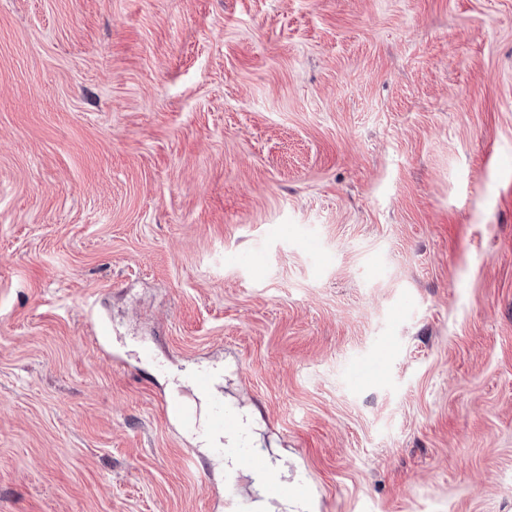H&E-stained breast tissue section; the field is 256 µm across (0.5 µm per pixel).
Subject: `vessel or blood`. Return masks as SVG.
Listing matches in <instances>:
<instances>
[{
	"mask_svg": "<svg viewBox=\"0 0 512 512\" xmlns=\"http://www.w3.org/2000/svg\"><path fill=\"white\" fill-rule=\"evenodd\" d=\"M191 384L210 404L207 420H200L198 409L178 397L164 401L163 407L167 416L175 419L188 432L194 431L199 423H206L209 436L216 439V453L229 463L224 476L227 485H234L239 474L246 472L259 480L261 489L269 498L285 497V487L277 475L267 468L263 458L238 446H225L223 437L227 430L234 428L235 420L232 413L224 407V395L216 386L213 375L204 371L196 373L191 378Z\"/></svg>",
	"mask_w": 512,
	"mask_h": 512,
	"instance_id": "obj_1",
	"label": "vessel or blood"
}]
</instances>
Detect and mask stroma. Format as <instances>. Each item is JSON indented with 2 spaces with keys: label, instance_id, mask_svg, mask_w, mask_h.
Segmentation results:
<instances>
[{
  "label": "stroma",
  "instance_id": "35a3bbf8",
  "mask_svg": "<svg viewBox=\"0 0 512 512\" xmlns=\"http://www.w3.org/2000/svg\"><path fill=\"white\" fill-rule=\"evenodd\" d=\"M194 371L267 512H512V0H0V512H248ZM193 388L210 403L207 418L209 436L216 437L214 450L222 460H228L229 469L225 470L224 481L228 486L237 482L242 472L250 473L260 482L261 489L270 499L285 498L286 489L278 476L270 471L263 458L247 452L240 446L224 448V433L235 427L233 414L224 409L223 392L216 386L214 376L209 372H199L192 376ZM233 462V463H232ZM163 407L168 417L175 419L183 430L194 431L199 426V411L180 397L164 401Z\"/></svg>",
  "mask_w": 512,
  "mask_h": 512
}]
</instances>
